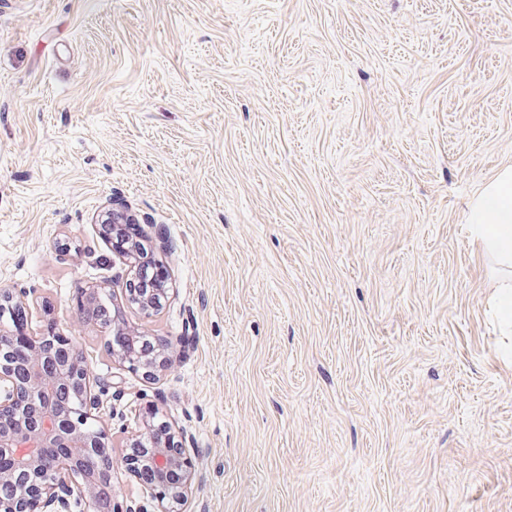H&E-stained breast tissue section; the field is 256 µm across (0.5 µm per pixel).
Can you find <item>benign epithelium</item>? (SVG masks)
Masks as SVG:
<instances>
[{
  "label": "benign epithelium",
  "instance_id": "benign-epithelium-1",
  "mask_svg": "<svg viewBox=\"0 0 512 512\" xmlns=\"http://www.w3.org/2000/svg\"><path fill=\"white\" fill-rule=\"evenodd\" d=\"M115 256L121 263L116 278L121 280L126 303L145 317L156 315L170 301L171 289L152 277L153 264L140 257L138 244ZM97 292L96 287L87 289L89 297L80 308L78 319L86 327H99L92 302ZM123 313L121 308L113 313L112 326L123 327V335L135 344L141 336ZM7 314H22L32 323L26 293L0 297V318ZM13 343L12 335L0 334V414L17 416L9 428H0V486H14L12 498L0 497V512H188L196 475L193 456L184 435L163 421L156 422L158 411L153 407L143 414L130 451L122 458L149 501L140 507L112 501L110 508H100L101 490L112 487V451L107 449L105 435L86 437L82 423L96 418L112 385H93L90 364L72 343L63 358L54 340L33 336L20 360L13 353ZM174 351V345L158 342L148 357L132 358L116 347L112 355L131 371L152 379ZM71 388L79 392L80 406L74 412H61L52 405L51 396L57 389Z\"/></svg>",
  "mask_w": 512,
  "mask_h": 512
}]
</instances>
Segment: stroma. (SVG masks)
Instances as JSON below:
<instances>
[{
	"label": "stroma",
	"mask_w": 512,
	"mask_h": 512,
	"mask_svg": "<svg viewBox=\"0 0 512 512\" xmlns=\"http://www.w3.org/2000/svg\"><path fill=\"white\" fill-rule=\"evenodd\" d=\"M512 165V0H0V290L195 440L194 512H512V267L467 205ZM175 295L157 380L81 327L125 302L96 216Z\"/></svg>",
	"instance_id": "35a3bbf8"
}]
</instances>
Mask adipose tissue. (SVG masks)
Here are the masks:
<instances>
[{
  "mask_svg": "<svg viewBox=\"0 0 512 512\" xmlns=\"http://www.w3.org/2000/svg\"><path fill=\"white\" fill-rule=\"evenodd\" d=\"M469 208L477 241L512 262V166L484 184Z\"/></svg>",
  "mask_w": 512,
  "mask_h": 512,
  "instance_id": "adipose-tissue-1",
  "label": "adipose tissue"
}]
</instances>
